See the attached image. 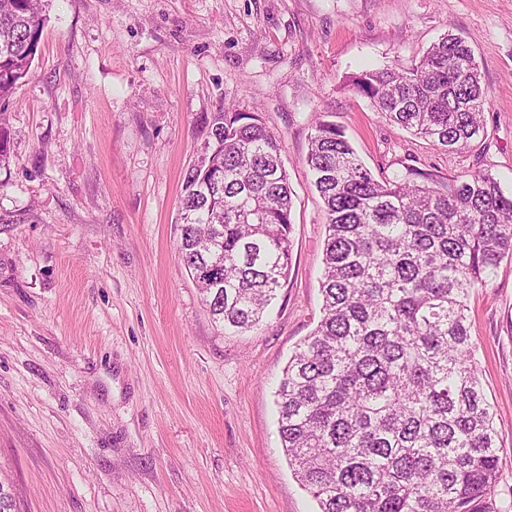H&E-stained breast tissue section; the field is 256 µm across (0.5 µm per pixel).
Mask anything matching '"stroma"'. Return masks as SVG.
I'll return each mask as SVG.
<instances>
[{
  "label": "stroma",
  "instance_id": "35a3bbf8",
  "mask_svg": "<svg viewBox=\"0 0 512 512\" xmlns=\"http://www.w3.org/2000/svg\"><path fill=\"white\" fill-rule=\"evenodd\" d=\"M0 101V476L15 512H317L281 447L275 391L321 317L317 116L375 178L491 174L512 193V0H52ZM491 100L448 152L380 117L352 76L448 30ZM258 113L293 190L291 267L264 319L225 334L178 255L184 176L211 114ZM512 512V261L470 297Z\"/></svg>",
  "mask_w": 512,
  "mask_h": 512
}]
</instances>
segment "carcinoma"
I'll return each instance as SVG.
<instances>
[{
  "label": "carcinoma",
  "instance_id": "cac0c4a2",
  "mask_svg": "<svg viewBox=\"0 0 512 512\" xmlns=\"http://www.w3.org/2000/svg\"><path fill=\"white\" fill-rule=\"evenodd\" d=\"M46 0H0V100L27 76ZM356 91L389 122L466 149L489 103L474 50L449 31ZM184 178L179 256L224 331L257 324L288 279L292 197L281 142L255 113L206 121ZM10 131L0 116V166ZM306 163L324 204L322 317L289 358L278 429L319 512H501L499 447L468 300L512 259V195L489 173L376 179L316 120Z\"/></svg>",
  "mask_w": 512,
  "mask_h": 512
}]
</instances>
